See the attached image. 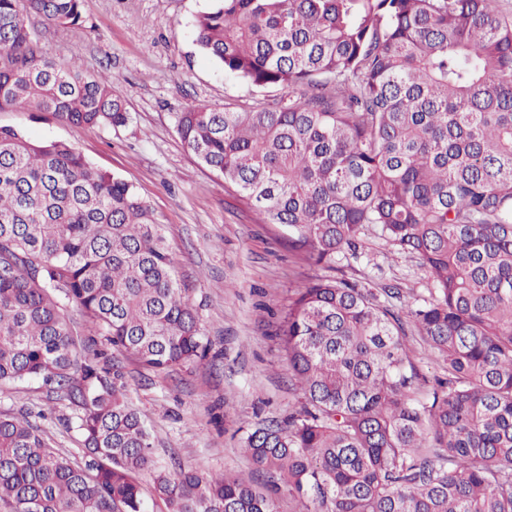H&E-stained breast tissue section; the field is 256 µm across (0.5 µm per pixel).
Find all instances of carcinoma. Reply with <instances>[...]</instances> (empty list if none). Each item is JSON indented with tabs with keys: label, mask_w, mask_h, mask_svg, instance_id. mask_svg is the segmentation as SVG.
I'll use <instances>...</instances> for the list:
<instances>
[{
	"label": "carcinoma",
	"mask_w": 512,
	"mask_h": 512,
	"mask_svg": "<svg viewBox=\"0 0 512 512\" xmlns=\"http://www.w3.org/2000/svg\"><path fill=\"white\" fill-rule=\"evenodd\" d=\"M493 3L217 0L195 21L226 74L284 92L175 113L228 194L330 271L374 225L433 284L420 306L334 276L299 291L280 336L303 405L242 445L265 488L155 467L115 354L162 375L208 351L155 213L72 145L0 127V385L41 382L82 451L1 415L0 512H147L148 471L167 512H512V16ZM32 13L76 25L81 0H0V112L124 125L110 77L58 67ZM408 326L446 370L424 399Z\"/></svg>",
	"instance_id": "carcinoma-1"
}]
</instances>
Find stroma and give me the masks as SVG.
Wrapping results in <instances>:
<instances>
[{
  "instance_id": "1",
  "label": "stroma",
  "mask_w": 512,
  "mask_h": 512,
  "mask_svg": "<svg viewBox=\"0 0 512 512\" xmlns=\"http://www.w3.org/2000/svg\"><path fill=\"white\" fill-rule=\"evenodd\" d=\"M216 0H82L78 25L27 20L49 56L85 75L106 74L126 104L119 127L79 129L51 116L0 112L33 140L73 145L99 169L135 186L164 228L165 246L189 306L211 349L195 364L156 375L121 357L129 402L150 428L160 467L266 477L242 452V439L269 419L299 409L279 325L296 291L323 269L290 251L287 227L262 224L224 190L180 140L176 113L204 102L244 104L261 92L225 76L195 42L194 23ZM365 254L336 262V274L381 290L394 285L423 304L431 283L412 258L394 252L375 227L362 236Z\"/></svg>"
}]
</instances>
